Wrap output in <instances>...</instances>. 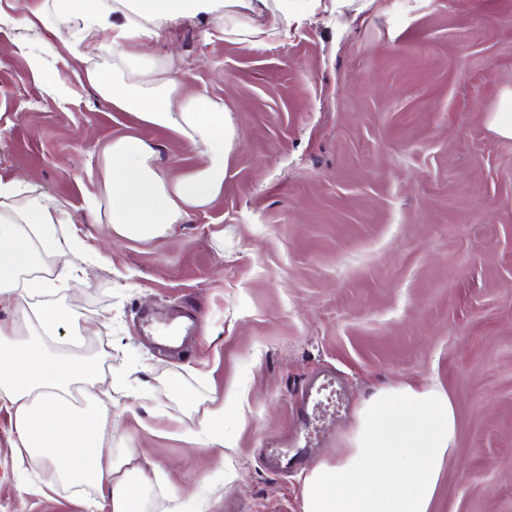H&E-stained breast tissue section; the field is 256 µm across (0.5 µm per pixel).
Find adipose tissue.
Returning a JSON list of instances; mask_svg holds the SVG:
<instances>
[{
	"label": "adipose tissue",
	"mask_w": 512,
	"mask_h": 512,
	"mask_svg": "<svg viewBox=\"0 0 512 512\" xmlns=\"http://www.w3.org/2000/svg\"><path fill=\"white\" fill-rule=\"evenodd\" d=\"M323 0H40L29 38L66 30L67 46L95 47L112 59L102 69L83 57L84 78L99 98L141 122L168 129L196 149L195 169L169 179L154 151L129 135L107 147L109 222L124 238L165 236L224 187L234 149L232 116L205 93L184 98L158 69H141L134 49L159 38L173 21L213 16L225 39L252 48L286 35ZM29 184L0 179V409L12 420L15 461L37 464L46 484L89 486L105 512H135L139 468L134 451L113 453L112 408L124 379L100 391L99 354L59 355L51 347L61 322L87 333L66 306L51 302L61 277L100 260L61 205L28 198ZM71 257L60 260V245ZM455 406L441 387H380L361 400L346 446L303 479L302 512H430L441 471L456 445Z\"/></svg>",
	"instance_id": "ef3b65f1"
}]
</instances>
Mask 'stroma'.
<instances>
[{
  "mask_svg": "<svg viewBox=\"0 0 512 512\" xmlns=\"http://www.w3.org/2000/svg\"><path fill=\"white\" fill-rule=\"evenodd\" d=\"M34 0H6L0 26V178L27 175L63 203L103 258L58 281L102 349L100 389L124 378L114 450L135 449L144 512H302L304 467L262 463L289 434L304 386L335 373V457L374 388L434 381L451 396L458 440L430 512H512V138L490 123L512 90V0H372L322 10L287 37L245 48L210 20L170 24L182 94L224 100L236 145L223 191L156 239H117L105 148L134 135L177 178L197 163L169 130L105 105L52 33L16 48ZM44 54L63 85L33 73ZM196 308L179 358L157 354L142 312ZM237 407L224 445L185 442L208 400ZM0 410V512H101L91 488L40 491L14 466Z\"/></svg>",
  "mask_w": 512,
  "mask_h": 512,
  "instance_id": "35a3bbf8",
  "label": "stroma"
}]
</instances>
